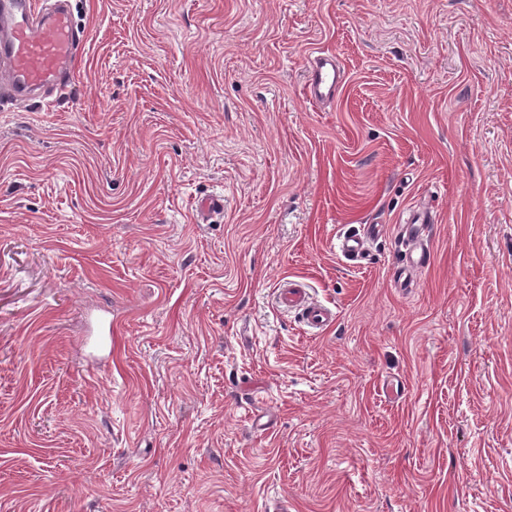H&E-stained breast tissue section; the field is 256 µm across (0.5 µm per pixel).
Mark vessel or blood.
<instances>
[{
	"mask_svg": "<svg viewBox=\"0 0 512 512\" xmlns=\"http://www.w3.org/2000/svg\"><path fill=\"white\" fill-rule=\"evenodd\" d=\"M85 45L86 36L73 22L69 0H49L39 8L31 0H0V106L35 97L48 87L65 94ZM306 72L305 100L312 105L334 101L344 77L335 56L314 55ZM431 221L430 211L418 210L399 226L403 250L395 285L401 290L415 288L411 270L431 262L425 240ZM381 234L378 224L363 225L356 233L344 231L336 237V249L341 257L360 261L367 255L368 243ZM277 300L281 308L296 313L308 333L323 332L336 322L335 308L315 301L296 280L280 283Z\"/></svg>",
	"mask_w": 512,
	"mask_h": 512,
	"instance_id": "1",
	"label": "vessel or blood"
}]
</instances>
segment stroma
<instances>
[{"label": "stroma", "instance_id": "stroma-1", "mask_svg": "<svg viewBox=\"0 0 512 512\" xmlns=\"http://www.w3.org/2000/svg\"><path fill=\"white\" fill-rule=\"evenodd\" d=\"M71 10L67 93L0 112V512H512V0ZM303 96L311 105L334 101L343 81L344 70L336 56L319 52L308 62ZM432 214L429 210H417L408 220H403L398 224L399 235L401 238V260L397 267V280L395 288H401L402 291H412L417 288L416 281L410 276L413 269H422L431 263L432 252L426 238L427 224H432ZM382 225L365 224L361 231L340 232L336 237V249L339 255L350 261H361L367 256V244L380 237ZM277 300L281 308L294 311L299 316L308 333L318 334L336 323V309L315 301L308 289L294 279L288 278L280 283Z\"/></svg>", "mask_w": 512, "mask_h": 512}]
</instances>
